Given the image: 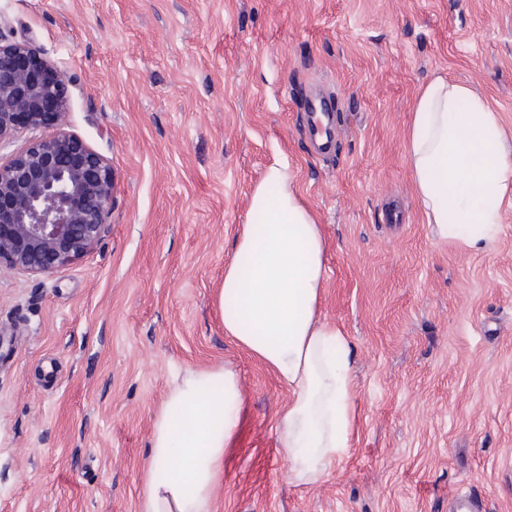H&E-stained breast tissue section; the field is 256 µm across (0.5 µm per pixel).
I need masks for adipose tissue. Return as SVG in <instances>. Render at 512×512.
<instances>
[{
	"instance_id": "1",
	"label": "adipose tissue",
	"mask_w": 512,
	"mask_h": 512,
	"mask_svg": "<svg viewBox=\"0 0 512 512\" xmlns=\"http://www.w3.org/2000/svg\"><path fill=\"white\" fill-rule=\"evenodd\" d=\"M406 141L414 192L434 236L467 252L491 250L512 195V141L498 113L469 86L437 76L418 91ZM247 214L215 306L225 335L287 389L276 453L288 462V485L312 486L350 446L355 352L343 329L320 315L328 242L286 166L265 170ZM243 403L232 366L173 377L154 418L138 512H215Z\"/></svg>"
}]
</instances>
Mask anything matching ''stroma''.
<instances>
[{
	"label": "stroma",
	"mask_w": 512,
	"mask_h": 512,
	"mask_svg": "<svg viewBox=\"0 0 512 512\" xmlns=\"http://www.w3.org/2000/svg\"><path fill=\"white\" fill-rule=\"evenodd\" d=\"M0 35L57 67L115 177L89 253L0 270V512H137L171 375L225 363L246 401L218 512H512V204L491 252L438 241L404 141L438 75L512 137V0H0ZM275 163L324 226L321 313L356 349V431L310 487L275 451L287 391L213 302Z\"/></svg>",
	"instance_id": "obj_1"
}]
</instances>
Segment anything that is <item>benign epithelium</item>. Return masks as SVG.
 Listing matches in <instances>:
<instances>
[{"mask_svg":"<svg viewBox=\"0 0 512 512\" xmlns=\"http://www.w3.org/2000/svg\"><path fill=\"white\" fill-rule=\"evenodd\" d=\"M63 75L26 39L0 38V145L50 130L0 163V268L48 275L108 233L112 165L64 125Z\"/></svg>","mask_w":512,"mask_h":512,"instance_id":"7a95c632","label":"benign epithelium"}]
</instances>
